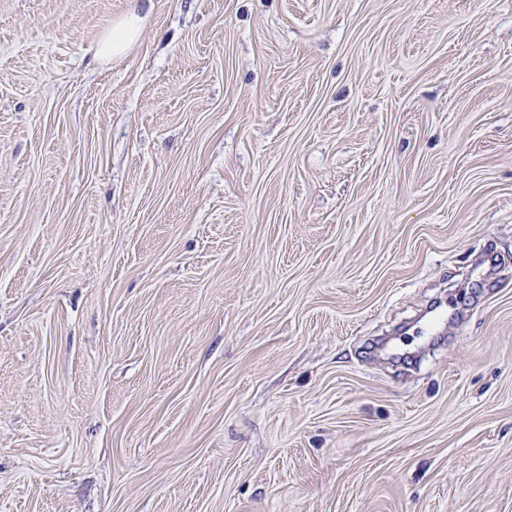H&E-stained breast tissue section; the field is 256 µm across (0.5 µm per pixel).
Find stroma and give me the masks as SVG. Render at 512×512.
<instances>
[{
    "label": "stroma",
    "instance_id": "obj_1",
    "mask_svg": "<svg viewBox=\"0 0 512 512\" xmlns=\"http://www.w3.org/2000/svg\"><path fill=\"white\" fill-rule=\"evenodd\" d=\"M0 512H512V0H0ZM141 18L137 13H132L112 28L101 42L100 55L110 58L122 54L127 46L137 39L140 31Z\"/></svg>",
    "mask_w": 512,
    "mask_h": 512
}]
</instances>
